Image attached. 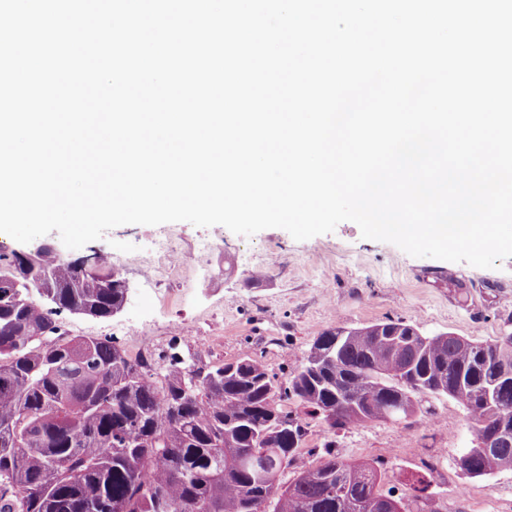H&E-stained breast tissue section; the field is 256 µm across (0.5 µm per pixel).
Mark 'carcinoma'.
I'll list each match as a JSON object with an SVG mask.
<instances>
[{"label": "carcinoma", "instance_id": "1", "mask_svg": "<svg viewBox=\"0 0 512 512\" xmlns=\"http://www.w3.org/2000/svg\"><path fill=\"white\" fill-rule=\"evenodd\" d=\"M0 512H438L430 483L383 491L385 470L336 447L287 483L307 422L282 409L295 399L331 433L370 422L421 395L462 406L484 449L459 468L485 480L512 470V343L478 342L386 319L330 327L283 384L251 358L164 375L110 339L71 338L59 317L107 318L124 305L111 285L49 250L36 270L0 254ZM265 453L259 470L242 453Z\"/></svg>", "mask_w": 512, "mask_h": 512}]
</instances>
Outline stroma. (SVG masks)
<instances>
[{"label": "stroma", "mask_w": 512, "mask_h": 512, "mask_svg": "<svg viewBox=\"0 0 512 512\" xmlns=\"http://www.w3.org/2000/svg\"><path fill=\"white\" fill-rule=\"evenodd\" d=\"M162 229L176 233L184 256L201 236L218 235L221 247L204 259L207 274L183 271L167 276L162 291L151 290L138 257L146 226L116 227L66 255L123 257L125 303L108 318L62 314L69 335L110 338L131 357L140 337L149 336L157 357L175 355L183 367L205 371L250 357L282 381L313 340L336 325L400 319L427 335L451 332L481 342L512 332V257L490 269L415 258L362 238L350 221L304 241L278 228L249 237L221 225L176 222ZM256 271L261 281L252 280ZM419 407L433 410L434 419L370 423L341 431L336 445L356 460H384L385 485L399 493L413 474L426 472L443 512H512V471L473 481L457 465L473 438L464 409L443 397L422 398Z\"/></svg>", "instance_id": "stroma-1"}]
</instances>
